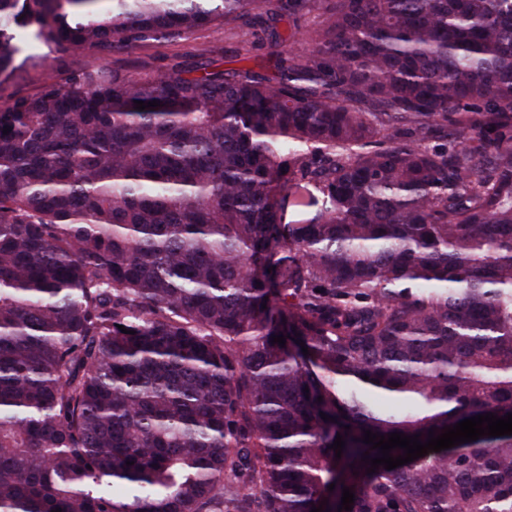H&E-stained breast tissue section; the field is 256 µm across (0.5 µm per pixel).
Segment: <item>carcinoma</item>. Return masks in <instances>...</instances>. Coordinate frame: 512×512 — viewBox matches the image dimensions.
Listing matches in <instances>:
<instances>
[{
	"instance_id": "1",
	"label": "carcinoma",
	"mask_w": 512,
	"mask_h": 512,
	"mask_svg": "<svg viewBox=\"0 0 512 512\" xmlns=\"http://www.w3.org/2000/svg\"><path fill=\"white\" fill-rule=\"evenodd\" d=\"M310 2L0 0V74L20 31ZM326 11L273 84L88 63L0 107V512H512V435L362 462L512 413V0Z\"/></svg>"
}]
</instances>
